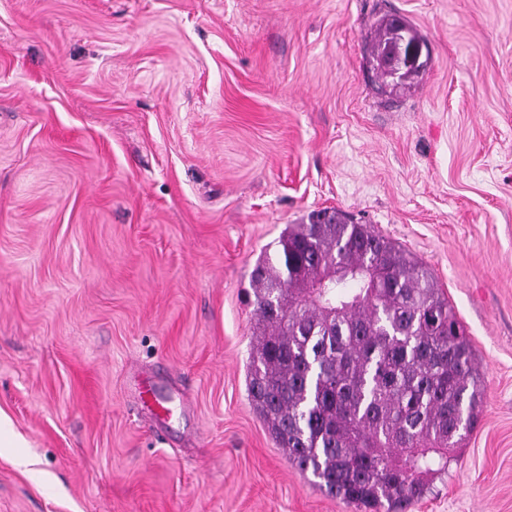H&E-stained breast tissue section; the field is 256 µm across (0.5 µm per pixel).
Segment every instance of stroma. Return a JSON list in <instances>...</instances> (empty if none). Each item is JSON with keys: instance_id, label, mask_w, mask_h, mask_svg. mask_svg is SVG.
Here are the masks:
<instances>
[{"instance_id": "obj_1", "label": "stroma", "mask_w": 512, "mask_h": 512, "mask_svg": "<svg viewBox=\"0 0 512 512\" xmlns=\"http://www.w3.org/2000/svg\"><path fill=\"white\" fill-rule=\"evenodd\" d=\"M394 16L431 54L395 91ZM323 208L429 268L484 378L408 512H512V0H0V512H355L246 385L251 272Z\"/></svg>"}]
</instances>
